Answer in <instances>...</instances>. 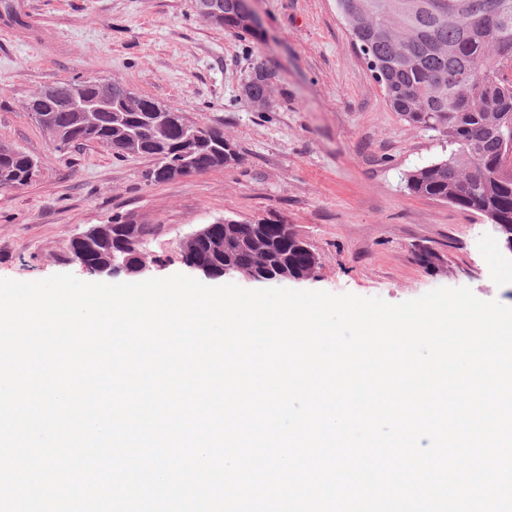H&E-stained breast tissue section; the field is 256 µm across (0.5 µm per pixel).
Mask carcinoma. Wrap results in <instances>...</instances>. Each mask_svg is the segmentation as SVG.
<instances>
[{
  "label": "carcinoma",
  "instance_id": "cac0c4a2",
  "mask_svg": "<svg viewBox=\"0 0 512 512\" xmlns=\"http://www.w3.org/2000/svg\"><path fill=\"white\" fill-rule=\"evenodd\" d=\"M336 7L391 109L448 143L446 157L406 175L408 194L474 211L493 225H512V165L505 163L512 153V0H336ZM214 26L254 33L236 4L227 5ZM246 84V103L273 107L274 88L251 75ZM110 86L95 78L59 82L34 94L25 109L58 149L93 142L120 158L153 160L145 173L150 183L240 163V152L230 150L220 130L189 124L182 113L119 82ZM34 163L0 144V189L28 185L38 174ZM122 223L112 219L105 243L74 247L73 257L89 263L106 258L122 240ZM258 223L265 225L260 246L237 248L239 225L224 224L216 227L224 252L185 242L183 259L218 268L232 262L250 272L282 260L306 268L308 255L285 225Z\"/></svg>",
  "mask_w": 512,
  "mask_h": 512
}]
</instances>
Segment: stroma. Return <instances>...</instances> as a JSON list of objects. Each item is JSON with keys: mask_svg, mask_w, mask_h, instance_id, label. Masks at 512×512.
Masks as SVG:
<instances>
[{"mask_svg": "<svg viewBox=\"0 0 512 512\" xmlns=\"http://www.w3.org/2000/svg\"><path fill=\"white\" fill-rule=\"evenodd\" d=\"M0 16V143L37 157L28 185L0 189V278L70 273L90 281L71 243L123 216L149 225L152 277L192 275L180 245L224 219L279 220L318 255L301 290L415 299L469 287L512 306V254L478 213L409 195L404 177L445 154L435 132L393 112L336 9V0H252L257 36L199 17L194 0H10ZM278 74L274 106L248 105L254 61ZM105 78L215 126L239 164L147 183V158L88 143L56 151L23 104L72 78ZM437 262H422V252Z\"/></svg>", "mask_w": 512, "mask_h": 512, "instance_id": "obj_1", "label": "stroma"}]
</instances>
